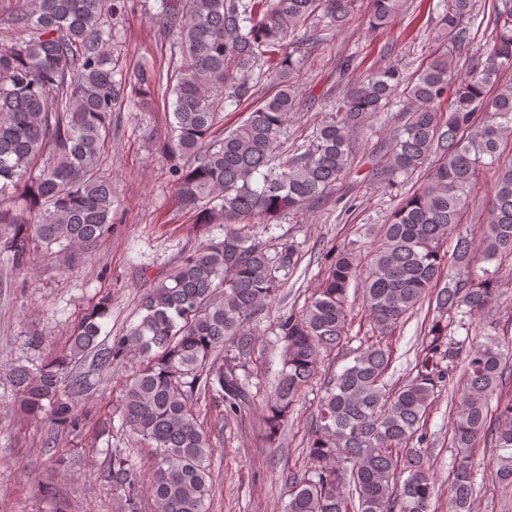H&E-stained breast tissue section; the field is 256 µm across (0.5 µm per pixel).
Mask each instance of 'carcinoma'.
I'll return each mask as SVG.
<instances>
[{"instance_id":"obj_1","label":"carcinoma","mask_w":512,"mask_h":512,"mask_svg":"<svg viewBox=\"0 0 512 512\" xmlns=\"http://www.w3.org/2000/svg\"><path fill=\"white\" fill-rule=\"evenodd\" d=\"M125 2L14 0L12 24L27 37L0 47V252L13 274L28 272L38 246L71 259L112 234V180L99 173L112 112H147L160 93L172 96L165 149L177 196L196 223L221 229L147 289L139 322L104 354L105 363L138 359L121 386L119 417L135 442L155 449L147 473L112 449L99 479L118 497L119 512H141L145 497L152 512H210L216 445L194 401L216 399L226 425L262 403L264 438L273 445L324 359L347 348L351 363L324 380L307 467L287 477L283 512H433L426 420L456 382L450 512H471L479 479L512 497V393H503L512 367L497 337L469 340L473 317L500 296L495 272L472 273L476 254L512 259V160L501 161L512 132V82H500L512 67V0H494L485 49L464 73L448 54L414 79L388 64L348 87L330 119L291 154L280 139L300 105L292 74L325 32L350 24L355 0H167L180 54L167 81L148 62L125 68L112 58L109 18ZM400 2L370 0L367 24L390 25ZM436 10L442 37L465 48L477 20L473 0H439ZM269 79L274 93L208 141L220 106L254 103ZM395 106L401 124L384 129L382 159L367 178L387 191L416 174L424 182L380 225L367 270L353 249H330L328 274L303 307L270 323L281 369L268 392L255 358L262 314L300 260L295 243H271V230L287 213L307 215L345 181L354 135L384 123ZM39 162V174L29 176ZM489 167L496 185L477 239L459 224ZM358 282L369 329L352 348L349 291ZM425 300L433 317L409 377L393 385L389 339ZM108 310L102 301L82 316L73 355L95 348ZM66 369L61 359L15 367L10 377L24 414L48 408L54 427L75 430L85 384L74 378L61 389ZM483 442L494 463L479 475L474 453Z\"/></svg>"}]
</instances>
